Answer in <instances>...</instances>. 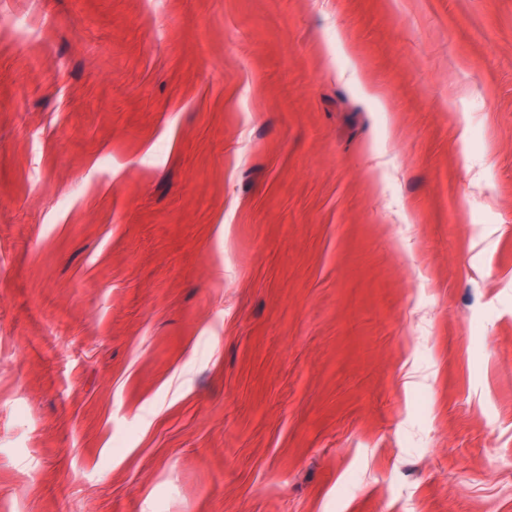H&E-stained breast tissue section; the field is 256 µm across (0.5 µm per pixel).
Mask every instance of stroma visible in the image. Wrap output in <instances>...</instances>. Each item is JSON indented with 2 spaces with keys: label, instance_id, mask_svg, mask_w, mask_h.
<instances>
[{
  "label": "stroma",
  "instance_id": "35a3bbf8",
  "mask_svg": "<svg viewBox=\"0 0 512 512\" xmlns=\"http://www.w3.org/2000/svg\"><path fill=\"white\" fill-rule=\"evenodd\" d=\"M0 512H512V0H0Z\"/></svg>",
  "mask_w": 512,
  "mask_h": 512
}]
</instances>
